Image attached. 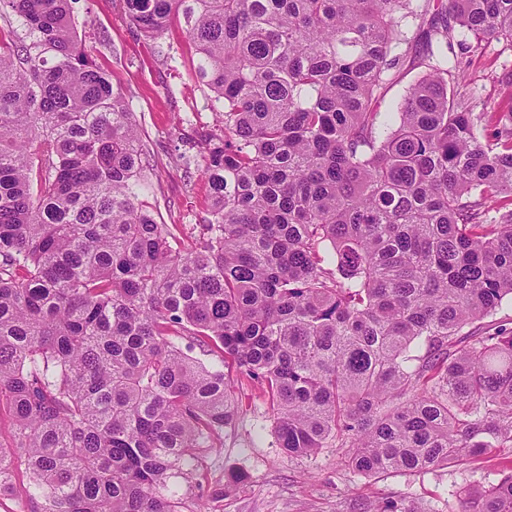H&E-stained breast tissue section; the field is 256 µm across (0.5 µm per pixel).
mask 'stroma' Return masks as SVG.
Returning <instances> with one entry per match:
<instances>
[{"label":"stroma","instance_id":"1","mask_svg":"<svg viewBox=\"0 0 512 512\" xmlns=\"http://www.w3.org/2000/svg\"><path fill=\"white\" fill-rule=\"evenodd\" d=\"M72 10L79 35L132 105L153 165L144 201L158 223L178 225L185 240L198 239L208 217L209 187L200 176L186 177L177 156L200 153L201 133L220 132L221 125L192 76L194 52L182 19L151 40L130 20L124 0H74ZM510 67L512 47L506 43L485 44L471 54L467 73L478 111L512 110V87L499 81ZM227 376L241 403L239 418L178 479L176 512H361L384 500L405 501L413 512H459L462 490L488 487L512 469V447L464 465L375 476L346 465L340 448L294 457L275 441L259 386L234 368ZM233 475L240 481L231 486L227 479Z\"/></svg>","mask_w":512,"mask_h":512}]
</instances>
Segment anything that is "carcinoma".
Here are the masks:
<instances>
[{
    "label": "carcinoma",
    "instance_id": "obj_1",
    "mask_svg": "<svg viewBox=\"0 0 512 512\" xmlns=\"http://www.w3.org/2000/svg\"><path fill=\"white\" fill-rule=\"evenodd\" d=\"M72 2L0 0V491L18 452L33 512H176L171 480L235 425L229 362L290 455L374 475L511 446L512 328L473 325L512 301V111H474L454 30L512 45V0H125L150 39L183 18L224 121L189 244L141 200L147 150ZM411 20L425 73L388 125ZM460 504L512 512V467Z\"/></svg>",
    "mask_w": 512,
    "mask_h": 512
}]
</instances>
